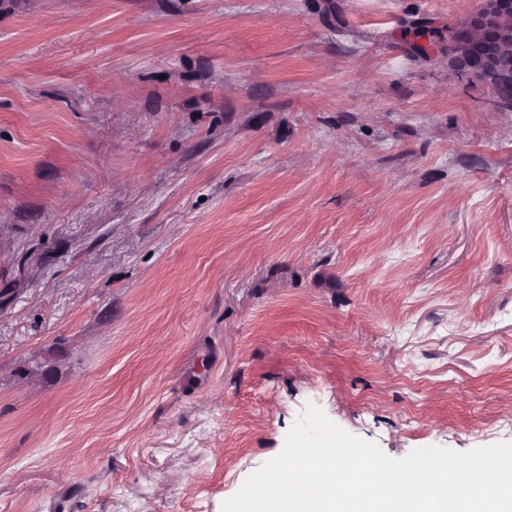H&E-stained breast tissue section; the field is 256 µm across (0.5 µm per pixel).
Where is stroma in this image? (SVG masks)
I'll return each mask as SVG.
<instances>
[{
	"label": "stroma",
	"instance_id": "35a3bbf8",
	"mask_svg": "<svg viewBox=\"0 0 512 512\" xmlns=\"http://www.w3.org/2000/svg\"><path fill=\"white\" fill-rule=\"evenodd\" d=\"M479 4L0 0V512H221L311 405L512 441Z\"/></svg>",
	"mask_w": 512,
	"mask_h": 512
}]
</instances>
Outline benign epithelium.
Wrapping results in <instances>:
<instances>
[{
	"instance_id": "7a95c632",
	"label": "benign epithelium",
	"mask_w": 512,
	"mask_h": 512,
	"mask_svg": "<svg viewBox=\"0 0 512 512\" xmlns=\"http://www.w3.org/2000/svg\"><path fill=\"white\" fill-rule=\"evenodd\" d=\"M512 40V0H481L479 9L448 33V58L461 71L502 84L512 78L503 43Z\"/></svg>"
}]
</instances>
